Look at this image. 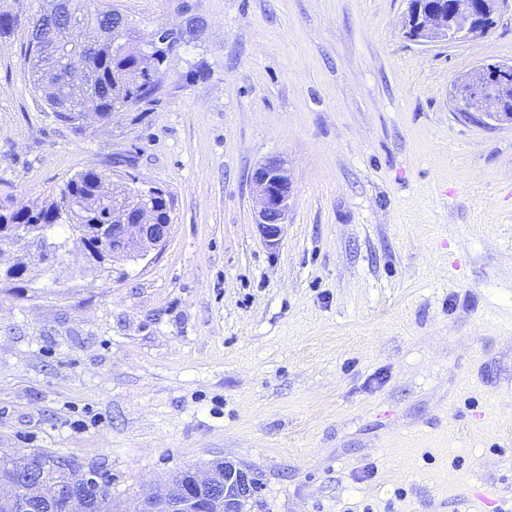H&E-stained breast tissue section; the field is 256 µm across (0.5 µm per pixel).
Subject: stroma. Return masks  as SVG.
Wrapping results in <instances>:
<instances>
[{"label": "stroma", "mask_w": 512, "mask_h": 512, "mask_svg": "<svg viewBox=\"0 0 512 512\" xmlns=\"http://www.w3.org/2000/svg\"><path fill=\"white\" fill-rule=\"evenodd\" d=\"M200 19L160 101L82 138L0 38V198L120 170L172 200L148 263L79 252L0 292V453L103 463L114 512L190 465L257 473L247 512H512V130L453 84L512 63V8L424 47L409 0H121ZM283 158L279 244L251 176Z\"/></svg>", "instance_id": "35a3bbf8"}]
</instances>
